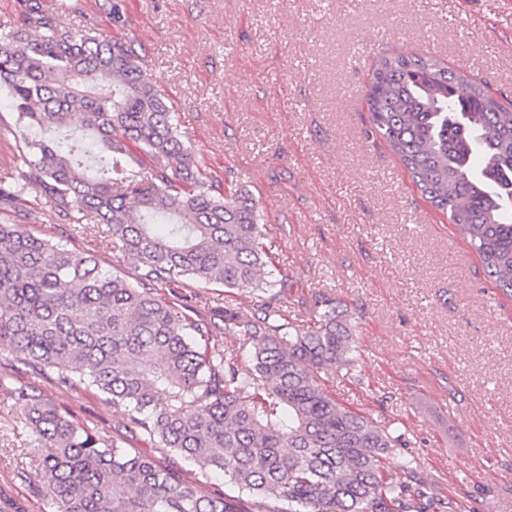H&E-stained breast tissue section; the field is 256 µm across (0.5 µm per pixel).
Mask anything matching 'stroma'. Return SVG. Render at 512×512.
<instances>
[{"label": "stroma", "mask_w": 512, "mask_h": 512, "mask_svg": "<svg viewBox=\"0 0 512 512\" xmlns=\"http://www.w3.org/2000/svg\"><path fill=\"white\" fill-rule=\"evenodd\" d=\"M104 0H43L72 26L95 18L132 42L159 76L184 139L206 173L231 175L260 203L266 246L289 277L286 303L307 315L312 296L354 326L353 371L326 385L349 407L393 422L434 493L463 495L466 512H512V298L488 279L467 240L434 208L385 142L368 135L371 60L394 48L433 55L512 100V0H126L113 25ZM379 34L369 64L353 55ZM25 134L0 88V175L14 179ZM30 229L103 268L134 267L73 234L28 192ZM0 487L45 512L41 461L13 391L33 386L85 425L152 454L209 496L222 476L127 436L124 406L57 384L0 346Z\"/></svg>", "instance_id": "obj_1"}]
</instances>
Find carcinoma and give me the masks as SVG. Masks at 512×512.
Returning <instances> with one entry per match:
<instances>
[{
  "instance_id": "1",
  "label": "carcinoma",
  "mask_w": 512,
  "mask_h": 512,
  "mask_svg": "<svg viewBox=\"0 0 512 512\" xmlns=\"http://www.w3.org/2000/svg\"><path fill=\"white\" fill-rule=\"evenodd\" d=\"M0 83L16 122L43 134L24 141L20 179L0 184V206L24 212L36 189L136 270L131 282L90 252L0 224V345L65 388L124 405L127 432L241 492L204 495L19 387L51 512H464L452 495L433 497L413 461L389 469L401 435L323 387L321 373L354 364L353 333L329 304L288 318V275L264 247L258 201L200 170L130 43L22 0L0 23ZM365 101L370 132L512 298V107L408 52L377 58ZM76 124L112 154V175L88 174L63 143ZM211 287L245 291L252 307L208 322L164 294L195 288L200 301ZM223 335L231 343L217 352Z\"/></svg>"
}]
</instances>
